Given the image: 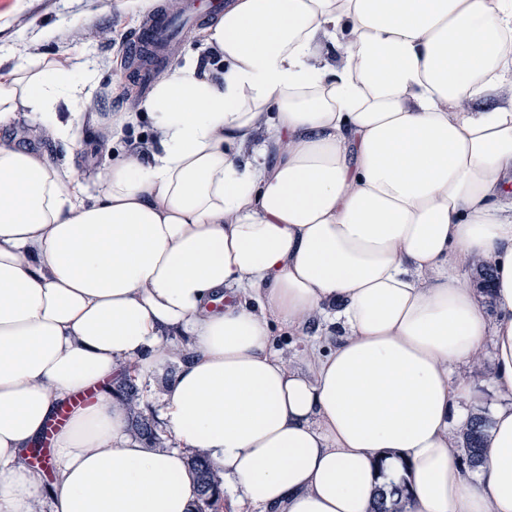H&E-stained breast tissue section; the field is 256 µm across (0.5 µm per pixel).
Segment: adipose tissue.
I'll list each match as a JSON object with an SVG mask.
<instances>
[{"label":"adipose tissue","instance_id":"adipose-tissue-1","mask_svg":"<svg viewBox=\"0 0 512 512\" xmlns=\"http://www.w3.org/2000/svg\"><path fill=\"white\" fill-rule=\"evenodd\" d=\"M92 202L0 141V512H512V0H230ZM76 79L0 74V129ZM489 261V299L466 283ZM323 318L305 370L275 328ZM489 362L490 401L463 370ZM160 382L153 448L111 382ZM48 466L33 448L65 403ZM488 421L478 468L457 433ZM188 467L190 472L194 475L197 483V512H212L213 510L206 511L203 507H211L212 500L217 493L221 484L217 471L211 466L208 460L201 454H193L188 459Z\"/></svg>","mask_w":512,"mask_h":512}]
</instances>
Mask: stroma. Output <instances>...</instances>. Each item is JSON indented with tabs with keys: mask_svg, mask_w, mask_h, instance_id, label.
Returning a JSON list of instances; mask_svg holds the SVG:
<instances>
[{
	"mask_svg": "<svg viewBox=\"0 0 512 512\" xmlns=\"http://www.w3.org/2000/svg\"><path fill=\"white\" fill-rule=\"evenodd\" d=\"M144 12L132 0H0V72L16 56L43 61L61 71L92 73L81 102L80 148L67 152L64 144L25 107H18L6 137L16 146L35 150L52 165L71 158V174L90 191L113 154L127 153L131 140L151 134L149 119L128 127L116 143H104L97 131L109 112L136 111L143 96L127 74V57L119 49L122 36L133 34Z\"/></svg>",
	"mask_w": 512,
	"mask_h": 512,
	"instance_id": "stroma-1",
	"label": "stroma"
}]
</instances>
